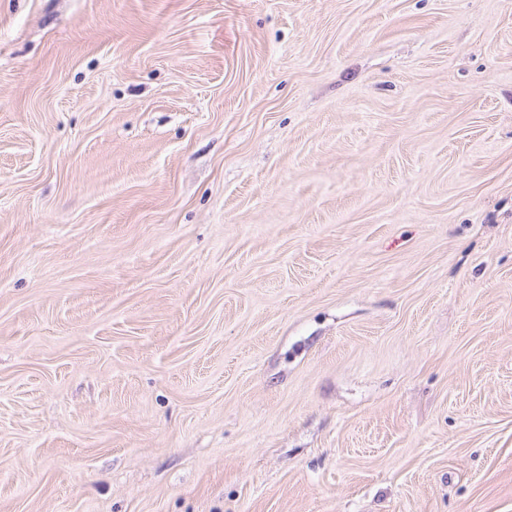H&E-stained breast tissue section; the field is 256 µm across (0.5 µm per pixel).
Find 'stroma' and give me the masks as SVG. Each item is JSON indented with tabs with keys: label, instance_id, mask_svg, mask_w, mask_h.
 <instances>
[{
	"label": "stroma",
	"instance_id": "obj_1",
	"mask_svg": "<svg viewBox=\"0 0 512 512\" xmlns=\"http://www.w3.org/2000/svg\"><path fill=\"white\" fill-rule=\"evenodd\" d=\"M0 512H512V0H0Z\"/></svg>",
	"mask_w": 512,
	"mask_h": 512
}]
</instances>
